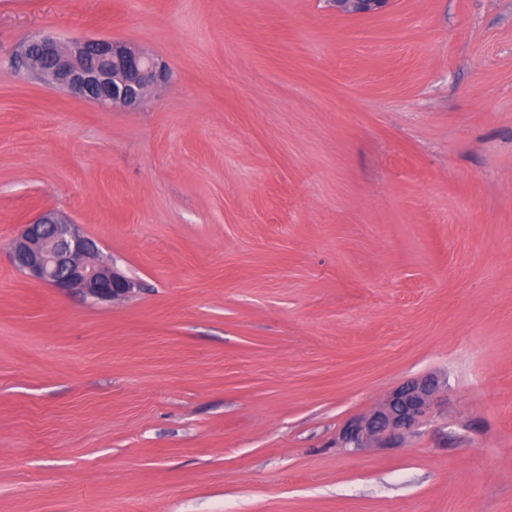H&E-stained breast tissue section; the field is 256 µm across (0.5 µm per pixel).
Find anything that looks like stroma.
<instances>
[{
    "label": "stroma",
    "mask_w": 512,
    "mask_h": 512,
    "mask_svg": "<svg viewBox=\"0 0 512 512\" xmlns=\"http://www.w3.org/2000/svg\"><path fill=\"white\" fill-rule=\"evenodd\" d=\"M122 40L135 111L14 60ZM65 212L140 283L60 294ZM433 377L383 448L349 419ZM512 512V0H0V512ZM329 7L338 14L348 16H369L379 13L390 0H329ZM95 239L67 216L48 210L22 224L13 241V265L35 280L60 292L97 303L130 297L138 284L114 264L99 260Z\"/></svg>",
    "instance_id": "stroma-1"
}]
</instances>
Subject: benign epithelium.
<instances>
[{"label": "benign epithelium", "instance_id": "7a95c632", "mask_svg": "<svg viewBox=\"0 0 512 512\" xmlns=\"http://www.w3.org/2000/svg\"><path fill=\"white\" fill-rule=\"evenodd\" d=\"M390 0H328L338 14L369 16ZM15 62L61 92L107 108L137 109L165 76L154 56L121 41L107 38L60 39L38 34L16 52ZM95 239L67 216L48 210L21 226L13 241V265L35 280L60 292L97 303L130 297L138 284L115 265L99 260ZM438 393L428 377L406 381L370 414L348 420L336 444L342 448L377 447L418 426L429 414Z\"/></svg>", "mask_w": 512, "mask_h": 512}]
</instances>
